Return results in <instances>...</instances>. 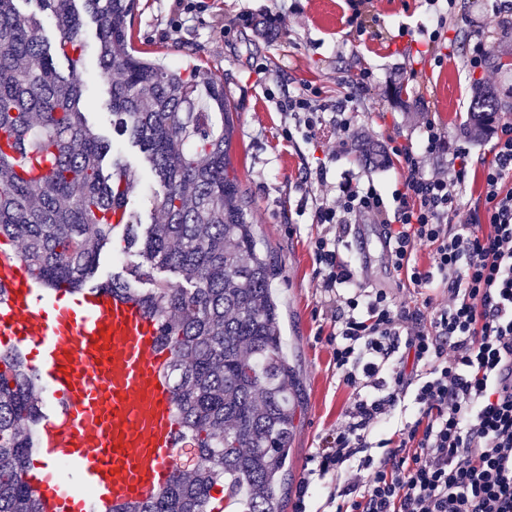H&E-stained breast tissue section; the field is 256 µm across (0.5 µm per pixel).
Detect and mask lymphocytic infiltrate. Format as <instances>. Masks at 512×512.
<instances>
[{"label": "lymphocytic infiltrate", "mask_w": 512, "mask_h": 512, "mask_svg": "<svg viewBox=\"0 0 512 512\" xmlns=\"http://www.w3.org/2000/svg\"><path fill=\"white\" fill-rule=\"evenodd\" d=\"M437 2L428 0L421 34L434 44L449 24L469 26L467 66L487 71L482 30ZM277 106L290 121L288 137L312 140L329 127L332 156L350 153L356 115L346 103L301 92ZM446 150L448 164H433ZM491 153L471 207L463 201L469 152L450 147L445 128L428 117L418 146L393 149L404 178L392 195L358 178L330 181L323 163L309 174L321 192L312 221L323 228L314 254L332 309L329 342L354 400L335 436L311 454L302 485L336 478L326 499L334 512H512L511 119L495 129ZM359 224L381 226L387 260L409 284H442L431 310L400 306L387 289L358 280L338 244ZM421 244L431 249L425 268L414 258ZM410 402L416 414L393 425Z\"/></svg>", "instance_id": "1"}]
</instances>
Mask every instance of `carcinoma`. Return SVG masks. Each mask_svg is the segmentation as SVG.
Segmentation results:
<instances>
[{
	"instance_id": "1",
	"label": "carcinoma",
	"mask_w": 512,
	"mask_h": 512,
	"mask_svg": "<svg viewBox=\"0 0 512 512\" xmlns=\"http://www.w3.org/2000/svg\"><path fill=\"white\" fill-rule=\"evenodd\" d=\"M0 0V241L50 289L80 290L114 232L139 262L107 283L138 299L172 352L176 446L194 463L151 499L108 512H211L222 486L227 507L285 512L280 488L295 422L270 288L275 265L260 253L228 150L224 84L197 69H160L131 47L136 0H38L41 15ZM97 23L99 75L109 85L116 133L145 155L161 192L141 222L128 208L139 177L119 147L88 124L76 71L86 44L83 16ZM59 37L42 38L44 20ZM208 91L213 111L197 106ZM486 91L474 121L498 111ZM112 158L106 170V158ZM168 271L177 281L156 278ZM42 387L22 351L0 349V512H41L23 480L36 453L32 427Z\"/></svg>"
}]
</instances>
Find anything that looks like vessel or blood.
<instances>
[{
	"mask_svg": "<svg viewBox=\"0 0 512 512\" xmlns=\"http://www.w3.org/2000/svg\"><path fill=\"white\" fill-rule=\"evenodd\" d=\"M0 286V343L38 357L42 384L65 406L63 420L37 429L43 459L24 475L43 512H108L165 487L177 468L176 402L155 320L101 287L72 304L61 289L46 298L13 250L0 251Z\"/></svg>",
	"mask_w": 512,
	"mask_h": 512,
	"instance_id": "1",
	"label": "vessel or blood"
}]
</instances>
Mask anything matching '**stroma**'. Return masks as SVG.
Returning a JSON list of instances; mask_svg holds the SVG:
<instances>
[{"instance_id": "stroma-1", "label": "stroma", "mask_w": 512, "mask_h": 512, "mask_svg": "<svg viewBox=\"0 0 512 512\" xmlns=\"http://www.w3.org/2000/svg\"><path fill=\"white\" fill-rule=\"evenodd\" d=\"M186 4L187 0H138L131 44L160 67H204L224 83L233 130L230 161L250 200L248 220L255 226L258 244L279 268L272 291L281 312L283 350L297 404L284 487L285 510L293 512L309 456L342 424L354 395L339 383L327 341L333 327L312 250L322 228L311 221L317 190L306 180L309 169L324 159L334 131L328 127L314 140L287 142L285 117L274 99L305 87L317 89L326 100L345 99L351 91L350 76L363 65L373 71L375 85L357 99V120L369 127L374 149L392 142L418 143V112L425 109L447 129L451 140L470 148L476 166L488 157L490 147L487 133L471 131L469 124L468 106L477 78L465 66L462 33L449 30V44L433 49L427 37L419 35L428 18L424 0H370L376 32L372 39L357 35L348 25L344 0H205L203 10L191 12ZM457 7L486 33L490 58L501 61L499 79L490 90L503 111L512 110V39L500 36L498 17L480 7L478 0H457ZM286 8L297 13L292 24L269 26L268 17ZM404 27L410 30L405 37L400 34ZM96 29L94 20H86L88 48L78 71L88 120L109 137L112 114L108 84L97 76ZM408 65L415 76L405 84L398 73ZM123 156L141 175L130 206L150 219L152 199L160 187L138 148L124 146ZM331 176L336 182L347 177L370 179L388 193L403 180L397 162H367L359 148L333 162ZM339 249L343 259L355 265L369 256L368 267L359 273L367 286L397 289L400 305H423L426 291L400 289L374 225H365L362 234H349Z\"/></svg>"}]
</instances>
